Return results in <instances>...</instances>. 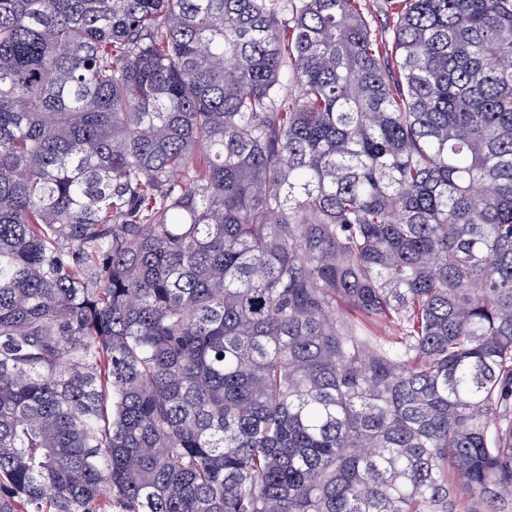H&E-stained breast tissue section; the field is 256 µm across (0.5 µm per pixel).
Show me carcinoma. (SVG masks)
Wrapping results in <instances>:
<instances>
[{"instance_id":"cac0c4a2","label":"carcinoma","mask_w":512,"mask_h":512,"mask_svg":"<svg viewBox=\"0 0 512 512\" xmlns=\"http://www.w3.org/2000/svg\"><path fill=\"white\" fill-rule=\"evenodd\" d=\"M286 6L0 0V512H503L512 0ZM397 0H367L368 19L374 33L390 37L392 27L396 21Z\"/></svg>"}]
</instances>
